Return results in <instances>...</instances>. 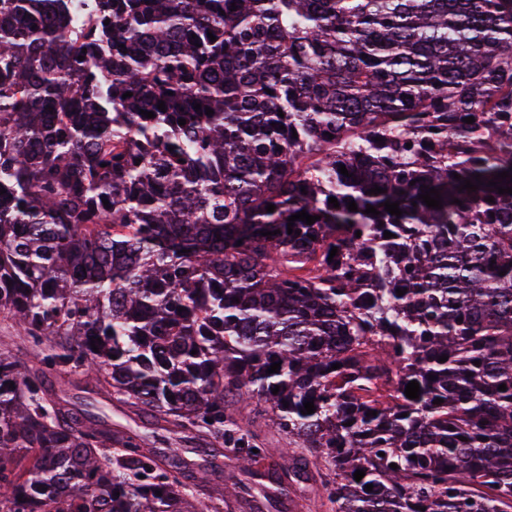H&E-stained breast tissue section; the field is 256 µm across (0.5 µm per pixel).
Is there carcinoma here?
Segmentation results:
<instances>
[{"label":"carcinoma","mask_w":512,"mask_h":512,"mask_svg":"<svg viewBox=\"0 0 512 512\" xmlns=\"http://www.w3.org/2000/svg\"><path fill=\"white\" fill-rule=\"evenodd\" d=\"M84 2L0 0V314L31 348L0 355V512L242 502L185 433L286 491L233 401L325 512H512V0ZM59 371L174 438L53 397ZM229 412L244 428L260 431L264 439L262 448H267L272 460L282 463L279 457L282 456L283 448H286V441L285 435L281 431L266 427L265 421L256 416L246 405L234 403L230 406Z\"/></svg>","instance_id":"cac0c4a2"}]
</instances>
